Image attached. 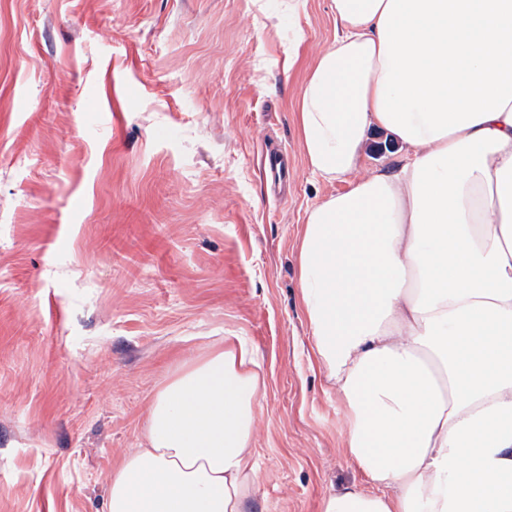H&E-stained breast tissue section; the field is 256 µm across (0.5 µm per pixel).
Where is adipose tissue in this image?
I'll use <instances>...</instances> for the list:
<instances>
[{
	"instance_id": "adipose-tissue-1",
	"label": "adipose tissue",
	"mask_w": 512,
	"mask_h": 512,
	"mask_svg": "<svg viewBox=\"0 0 512 512\" xmlns=\"http://www.w3.org/2000/svg\"><path fill=\"white\" fill-rule=\"evenodd\" d=\"M296 114L349 177L298 246L314 363L364 476L322 512H512V0H333ZM381 130L391 166L354 178ZM263 380L240 336L184 361L103 512H246Z\"/></svg>"
}]
</instances>
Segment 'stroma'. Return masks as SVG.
Masks as SVG:
<instances>
[{"label": "stroma", "instance_id": "obj_1", "mask_svg": "<svg viewBox=\"0 0 512 512\" xmlns=\"http://www.w3.org/2000/svg\"><path fill=\"white\" fill-rule=\"evenodd\" d=\"M335 38L331 0H0V512H102L160 383L232 335L265 382L252 512L363 482L298 288L348 186L296 122Z\"/></svg>", "mask_w": 512, "mask_h": 512}]
</instances>
